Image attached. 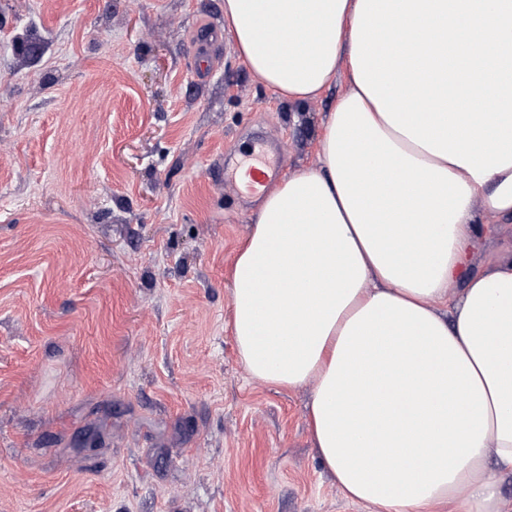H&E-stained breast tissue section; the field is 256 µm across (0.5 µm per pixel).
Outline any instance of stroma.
Masks as SVG:
<instances>
[{"label":"stroma","mask_w":512,"mask_h":512,"mask_svg":"<svg viewBox=\"0 0 512 512\" xmlns=\"http://www.w3.org/2000/svg\"><path fill=\"white\" fill-rule=\"evenodd\" d=\"M345 88L259 84L224 0H0V512H373L230 328L224 170L318 166Z\"/></svg>","instance_id":"1"}]
</instances>
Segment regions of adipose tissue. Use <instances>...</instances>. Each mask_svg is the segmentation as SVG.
Here are the masks:
<instances>
[{
	"label": "adipose tissue",
	"instance_id": "ef3b65f1",
	"mask_svg": "<svg viewBox=\"0 0 512 512\" xmlns=\"http://www.w3.org/2000/svg\"><path fill=\"white\" fill-rule=\"evenodd\" d=\"M358 0H224L256 79L293 102L338 75L321 169L267 188L230 271L254 380L313 384L310 427L343 494L376 512L464 496L500 512L512 472V254L476 273L484 218L512 223V167L479 180L411 142L354 81Z\"/></svg>",
	"mask_w": 512,
	"mask_h": 512
}]
</instances>
